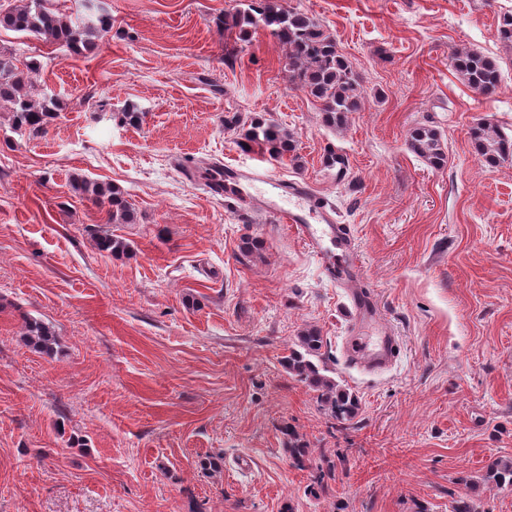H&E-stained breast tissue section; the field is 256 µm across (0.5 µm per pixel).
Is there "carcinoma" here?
<instances>
[{"label":"carcinoma","mask_w":512,"mask_h":512,"mask_svg":"<svg viewBox=\"0 0 512 512\" xmlns=\"http://www.w3.org/2000/svg\"><path fill=\"white\" fill-rule=\"evenodd\" d=\"M218 23L226 34L236 30L242 35L250 29L269 32L286 51L290 82L320 101L326 124L341 127L347 114L356 110L361 91L351 67L337 49L336 40L287 0H250L247 7L224 14ZM0 29L60 44L81 54L95 46L97 37L111 31L112 20L108 14L100 13L94 19L76 23L50 0H27L22 6L0 11ZM450 61L475 92L487 95L498 88L501 73L494 59L476 50H462L453 53ZM36 71V62L21 61L0 51V107L9 111L15 132L32 138L44 134L56 117L51 108L54 100L43 97L33 80ZM224 127L240 131L243 147L256 146L278 158L295 151L292 135L272 121L255 117L247 121L234 113L225 116ZM471 138L476 154L488 164L512 158V137L494 127L477 126L472 129ZM407 145L433 169L447 163L441 135L432 128L414 126ZM72 186L105 213L106 223L134 222V211L119 188L87 178L74 180ZM95 246L112 255L127 250L124 240L110 234L95 238ZM25 338L32 348L44 353L51 352L56 344L52 328L36 319L26 322ZM322 348L319 331L309 329L297 337L284 365L289 374L318 392V401L332 419L344 424L358 414V402L351 392L323 374Z\"/></svg>","instance_id":"obj_1"}]
</instances>
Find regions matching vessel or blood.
<instances>
[{"label": "vessel or blood", "instance_id": "b4317fda", "mask_svg": "<svg viewBox=\"0 0 512 512\" xmlns=\"http://www.w3.org/2000/svg\"><path fill=\"white\" fill-rule=\"evenodd\" d=\"M222 192L292 224L336 284L344 285L360 278L362 265L350 227L337 222L332 206L323 203L310 182L286 180L256 167L225 182ZM351 303L352 333L346 345L350 356L356 363L370 367L392 364L401 348L398 339L382 333L372 342L364 335L377 311L373 300L356 292L351 296Z\"/></svg>", "mask_w": 512, "mask_h": 512}]
</instances>
